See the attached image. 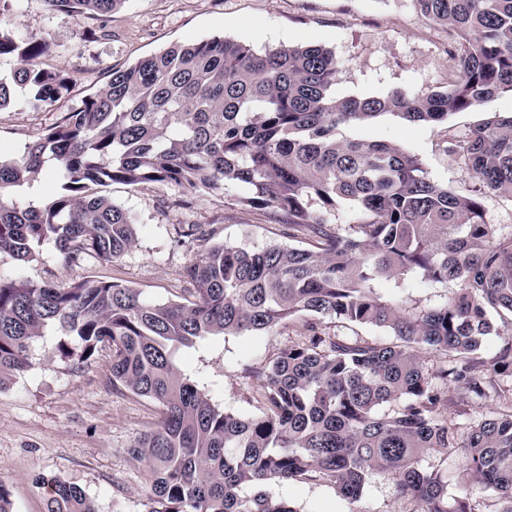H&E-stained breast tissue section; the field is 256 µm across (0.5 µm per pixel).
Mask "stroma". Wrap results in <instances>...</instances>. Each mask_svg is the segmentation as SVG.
Returning <instances> with one entry per match:
<instances>
[{"label": "stroma", "instance_id": "stroma-1", "mask_svg": "<svg viewBox=\"0 0 512 512\" xmlns=\"http://www.w3.org/2000/svg\"><path fill=\"white\" fill-rule=\"evenodd\" d=\"M0 26L22 38L50 45L42 67L64 69L71 92L52 107L34 112L22 100L0 110V157L20 156L26 145L60 121L65 112L144 56L215 36L258 50L318 44L336 58L340 97L408 94L447 86L453 62L448 26L426 21L413 0H126L106 26L71 12L51 10L45 0H10ZM512 114V94L498 95L443 123L410 124L386 114L364 124L344 125L341 138L398 143L417 155L428 177L455 193L468 192L473 173L446 150L492 115ZM104 195L136 218L137 244L113 261L95 258L65 263L43 244L29 263L0 253V274L33 283L70 285L83 280L121 281L156 303L187 297L183 270L202 255L197 244L179 241L175 229L198 224L212 243L249 249L300 245L270 211L241 205L237 187L225 192L179 189L163 182L110 184ZM311 315L267 333L216 336L182 349L179 363L206 378L208 394L224 410L258 416L265 410L254 373L282 349L304 341ZM59 337L46 332L31 348L30 368L0 391V484L12 512H44L41 479L56 477L80 487L97 512H145L151 493L147 471L130 447L155 428L162 409L154 401L112 385L107 348L75 364L57 354ZM500 392L470 406H449L459 432L494 413L512 409V380ZM269 492L294 503L298 512H414L415 502L398 495L390 477L372 475L360 501L344 499L331 483L314 478L269 485Z\"/></svg>", "mask_w": 512, "mask_h": 512}]
</instances>
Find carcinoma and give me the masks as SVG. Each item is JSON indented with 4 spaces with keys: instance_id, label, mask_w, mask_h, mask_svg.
Instances as JSON below:
<instances>
[{
    "instance_id": "obj_1",
    "label": "carcinoma",
    "mask_w": 512,
    "mask_h": 512,
    "mask_svg": "<svg viewBox=\"0 0 512 512\" xmlns=\"http://www.w3.org/2000/svg\"><path fill=\"white\" fill-rule=\"evenodd\" d=\"M52 10L103 23L126 0H46ZM427 20L447 25L453 79L443 91L336 96L337 62L320 45L257 52L224 38L174 45L126 69L62 116L15 159L0 160V253L24 264L53 243L68 264L110 261L137 241L136 219L98 194L109 183L165 182L179 188L242 190L239 202L302 228L306 246L258 250L208 246L188 265L190 299L150 303L121 282L67 287L0 276V390L31 366L30 347L60 333V358L83 363L112 350V384L151 399L163 418L131 454L149 473L147 512H297L266 486L320 478L360 500L373 474L393 477L415 512H472L465 492L491 490L512 512V410L459 434L448 425V388L462 403L497 391L512 375V347L488 360L487 339L512 331V237L499 238L481 204L486 192L512 198V115L478 124L448 153L477 186L454 193L396 143L340 139L343 125L384 114L435 124L512 93V0H415ZM35 38L0 27V110L17 94L33 111L70 90L61 68L35 60ZM51 170L63 192L47 208L20 206L11 190ZM342 202L356 220L334 224ZM441 288L422 304L413 288ZM299 314L384 330L369 343L330 334L317 322L305 341L257 373L266 409L243 417L210 399L202 374L177 352L212 336L268 332ZM441 352L435 372L420 353ZM461 460L463 493L422 466L432 452ZM46 512H96L76 485L42 480Z\"/></svg>"
}]
</instances>
